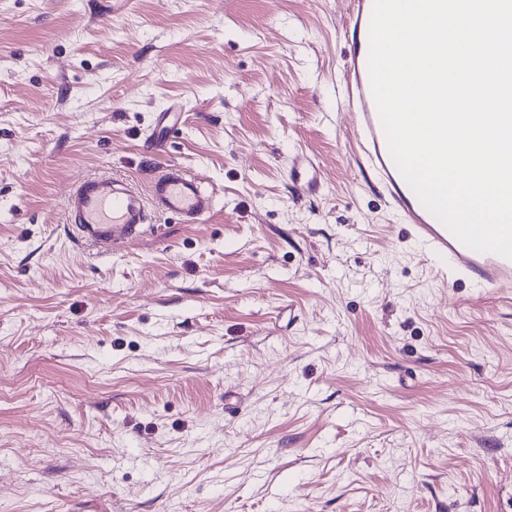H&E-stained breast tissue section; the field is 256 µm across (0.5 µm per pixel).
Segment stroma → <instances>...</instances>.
Returning <instances> with one entry per match:
<instances>
[{"mask_svg":"<svg viewBox=\"0 0 512 512\" xmlns=\"http://www.w3.org/2000/svg\"><path fill=\"white\" fill-rule=\"evenodd\" d=\"M350 12L0 0V512H512V289L439 278L360 160ZM168 163L204 223L74 242L81 178Z\"/></svg>","mask_w":512,"mask_h":512,"instance_id":"stroma-1","label":"stroma"}]
</instances>
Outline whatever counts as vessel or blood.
<instances>
[{
    "label": "vessel or blood",
    "instance_id": "1",
    "mask_svg": "<svg viewBox=\"0 0 512 512\" xmlns=\"http://www.w3.org/2000/svg\"><path fill=\"white\" fill-rule=\"evenodd\" d=\"M373 2L353 0L346 30L354 47L347 74L348 99L356 108L355 127L365 160L383 180L414 239L429 257L439 260L441 273L473 278L493 291L510 289L512 259L463 244L424 207L391 158L368 69ZM65 208L78 244L109 250L146 233L155 212L177 217L186 224L202 223L212 213L214 199L199 177L168 165L154 175L143 191L112 176L84 177L70 191Z\"/></svg>",
    "mask_w": 512,
    "mask_h": 512
}]
</instances>
